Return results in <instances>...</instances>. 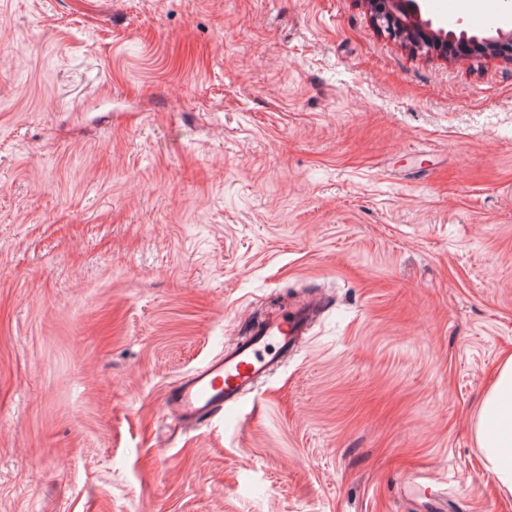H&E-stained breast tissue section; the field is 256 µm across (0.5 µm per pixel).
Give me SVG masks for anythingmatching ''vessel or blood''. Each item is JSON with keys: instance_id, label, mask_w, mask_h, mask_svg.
<instances>
[{"instance_id": "1", "label": "vessel or blood", "mask_w": 512, "mask_h": 512, "mask_svg": "<svg viewBox=\"0 0 512 512\" xmlns=\"http://www.w3.org/2000/svg\"><path fill=\"white\" fill-rule=\"evenodd\" d=\"M320 306L313 298L290 315L255 323L224 353L170 386L164 406L177 426L190 428L235 406L272 375L311 324Z\"/></svg>"}]
</instances>
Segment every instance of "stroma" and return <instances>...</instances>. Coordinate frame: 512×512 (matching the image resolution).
<instances>
[{"mask_svg":"<svg viewBox=\"0 0 512 512\" xmlns=\"http://www.w3.org/2000/svg\"><path fill=\"white\" fill-rule=\"evenodd\" d=\"M508 351L512 63L366 0H0V512H512L472 430ZM381 3L382 7L375 10L374 20L383 27L389 34L395 37H401L402 29L405 27L400 10L407 13L408 17L412 20L411 29L417 27L424 36L433 38V35L426 28V24L421 21L419 14V5L415 0H387L386 2H376V5ZM321 298L297 306L290 315L257 321L224 353L170 386L164 406L176 425L190 428L235 406L272 375L310 327Z\"/></svg>","mask_w":512,"mask_h":512,"instance_id":"35a3bbf8","label":"stroma"}]
</instances>
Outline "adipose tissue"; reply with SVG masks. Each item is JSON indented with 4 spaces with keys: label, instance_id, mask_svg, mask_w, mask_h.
<instances>
[{
    "label": "adipose tissue",
    "instance_id": "obj_1",
    "mask_svg": "<svg viewBox=\"0 0 512 512\" xmlns=\"http://www.w3.org/2000/svg\"><path fill=\"white\" fill-rule=\"evenodd\" d=\"M486 471L503 493L512 495V353L499 363L474 424Z\"/></svg>",
    "mask_w": 512,
    "mask_h": 512
}]
</instances>
